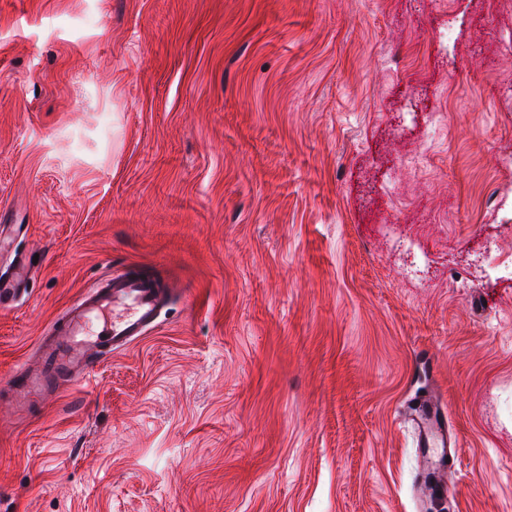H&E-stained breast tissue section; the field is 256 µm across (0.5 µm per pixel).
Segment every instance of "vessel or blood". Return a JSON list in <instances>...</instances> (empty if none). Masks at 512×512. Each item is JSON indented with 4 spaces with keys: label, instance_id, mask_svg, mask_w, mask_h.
<instances>
[{
    "label": "vessel or blood",
    "instance_id": "obj_1",
    "mask_svg": "<svg viewBox=\"0 0 512 512\" xmlns=\"http://www.w3.org/2000/svg\"><path fill=\"white\" fill-rule=\"evenodd\" d=\"M0 255L8 259L0 267V304L13 303L26 291L31 262L8 242L0 245ZM170 298L168 282L150 275L124 270L102 277L40 337L34 363L12 376L15 408L26 410L86 383L101 362L130 349L158 325ZM404 412L419 447L428 451L418 485L427 499L445 503L453 496L450 478L459 464L447 409L421 396L409 400Z\"/></svg>",
    "mask_w": 512,
    "mask_h": 512
}]
</instances>
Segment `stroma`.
<instances>
[{"label":"stroma","mask_w":512,"mask_h":512,"mask_svg":"<svg viewBox=\"0 0 512 512\" xmlns=\"http://www.w3.org/2000/svg\"><path fill=\"white\" fill-rule=\"evenodd\" d=\"M508 34L512 0H0V211L37 259L0 377L107 271L175 289L90 385H0V512H418L426 391L451 512H512ZM405 418L417 430L419 448H433L424 460V472L417 482L426 499L446 504L453 496L450 477L457 472L456 448L447 409L431 396L414 397L404 407Z\"/></svg>","instance_id":"obj_1"}]
</instances>
